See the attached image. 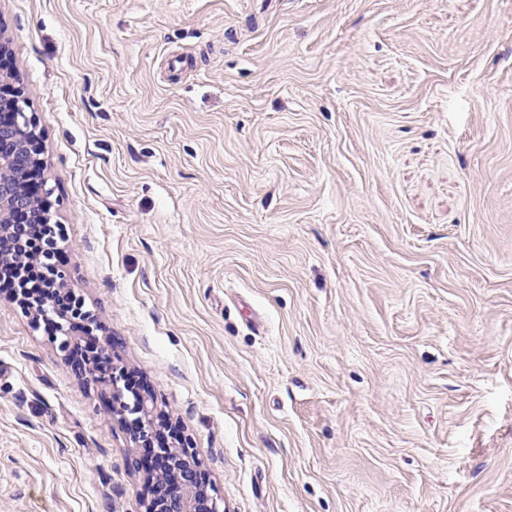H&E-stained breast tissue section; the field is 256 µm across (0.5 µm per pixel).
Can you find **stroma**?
I'll list each match as a JSON object with an SVG mask.
<instances>
[{"label":"stroma","mask_w":512,"mask_h":512,"mask_svg":"<svg viewBox=\"0 0 512 512\" xmlns=\"http://www.w3.org/2000/svg\"><path fill=\"white\" fill-rule=\"evenodd\" d=\"M69 289L224 512H512V0H0ZM0 293V512L152 472Z\"/></svg>","instance_id":"stroma-1"}]
</instances>
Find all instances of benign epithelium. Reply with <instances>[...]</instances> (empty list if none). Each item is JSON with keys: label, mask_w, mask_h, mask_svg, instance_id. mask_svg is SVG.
Here are the masks:
<instances>
[{"label": "benign epithelium", "mask_w": 512, "mask_h": 512, "mask_svg": "<svg viewBox=\"0 0 512 512\" xmlns=\"http://www.w3.org/2000/svg\"><path fill=\"white\" fill-rule=\"evenodd\" d=\"M0 112L8 119L0 121V241L4 227L16 223L22 215L29 223L47 217L49 212L27 190L32 171L38 167L41 154L35 122L28 111V101L22 87L0 83ZM121 376L111 377L114 410L119 416L128 413L143 425L151 420L154 403L137 393L118 389ZM172 451L161 458L165 473L171 475L162 492L145 507V512H221L218 498L201 487L194 476V466L184 463L175 466Z\"/></svg>", "instance_id": "benign-epithelium-1"}]
</instances>
